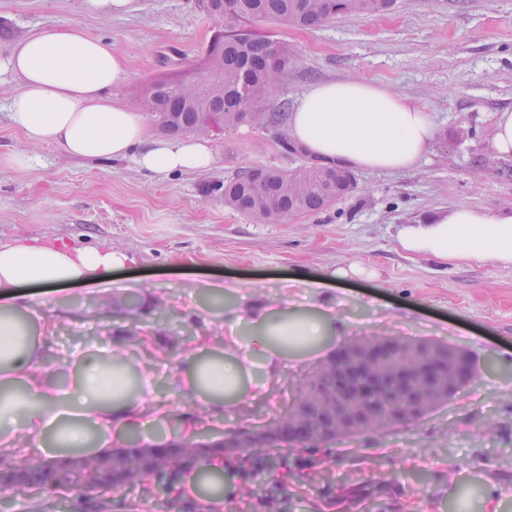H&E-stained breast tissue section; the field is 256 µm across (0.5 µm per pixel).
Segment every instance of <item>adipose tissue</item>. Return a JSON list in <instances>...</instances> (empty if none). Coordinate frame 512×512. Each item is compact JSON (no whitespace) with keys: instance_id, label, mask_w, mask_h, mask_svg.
Wrapping results in <instances>:
<instances>
[{"instance_id":"1","label":"adipose tissue","mask_w":512,"mask_h":512,"mask_svg":"<svg viewBox=\"0 0 512 512\" xmlns=\"http://www.w3.org/2000/svg\"><path fill=\"white\" fill-rule=\"evenodd\" d=\"M19 77L9 119L28 151L0 163L17 171L30 167L31 149L57 145L89 159L128 160L150 177L210 169L209 139L152 135L141 110L109 94L125 76L110 44L73 27H45L17 41L7 59ZM291 137L313 156L376 172L413 168L426 154L434 127L427 110L379 84L321 82L298 98L288 115ZM408 252L448 264L489 262L512 267V209L481 212L459 205L399 237ZM135 256L109 247L15 238L0 241V456L20 440L35 442V455L77 450L94 456L124 431L139 427L145 404L157 418L170 415L159 399L151 364L130 359L123 343L109 352H86L72 362V376L59 381L44 372L48 318L29 287L63 296L74 286L107 281L136 264ZM340 267L324 280L306 283V312L262 308L250 312L251 330L225 338L222 346L195 339L180 368L178 386L187 400L210 415L250 402H269L273 381L289 360L323 352L343 332L323 290L347 278Z\"/></svg>"}]
</instances>
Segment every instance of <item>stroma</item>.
I'll use <instances>...</instances> for the list:
<instances>
[{"label": "stroma", "mask_w": 512, "mask_h": 512, "mask_svg": "<svg viewBox=\"0 0 512 512\" xmlns=\"http://www.w3.org/2000/svg\"><path fill=\"white\" fill-rule=\"evenodd\" d=\"M49 26H75L105 39L127 69L113 97L133 105L160 76L195 70L215 24L199 0H136L122 17L84 13L79 0H0V156L24 149L7 105L19 86L3 68L14 42ZM287 43L294 61L269 92L266 112H291L319 82L381 84L426 107L435 136L415 168L357 171L360 193L312 217L254 224L224 205V182L238 171L288 169L299 156L284 152L286 124H243L209 133L216 162L203 173L150 178L128 161L72 157L46 145L22 172L0 166V240L16 237L109 246L137 258L114 275L120 309H102L103 286L74 289L66 301L43 297L53 323L46 348L51 372L84 348L128 340L138 357L158 359V383L171 416L153 435H171L199 405L181 399L171 383L197 336L223 342V317L196 311L202 280L258 282L249 303H304L291 278L319 279L341 266L373 270L326 289L349 323L346 338L399 336L466 348L476 377L425 418L357 440L297 449L278 457L254 448L231 463L233 489L222 512H483L488 486L498 488L500 512H512V267L443 265L403 251L406 226L468 205L479 211L512 208V156L490 142L496 112L512 108V0H395L381 16H339L312 28L261 24ZM155 285L146 305L143 285ZM152 337L150 347L131 332ZM316 360L285 369L270 406L235 417L207 419L204 436L219 437L268 423L291 401L294 383ZM84 488L42 494L0 492L5 512H37L36 502L88 501ZM207 512L205 502L162 494L147 480L114 492L100 512Z\"/></svg>", "instance_id": "stroma-1"}]
</instances>
